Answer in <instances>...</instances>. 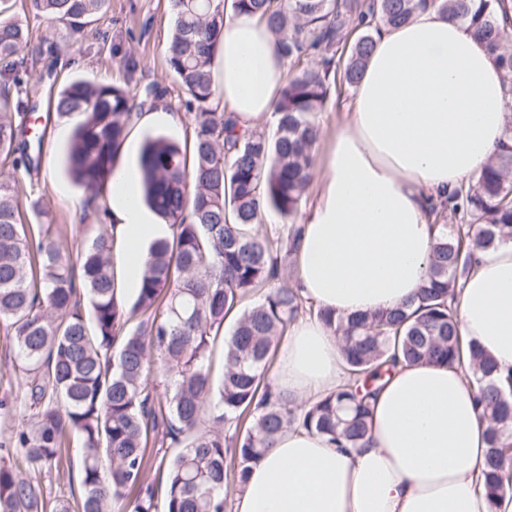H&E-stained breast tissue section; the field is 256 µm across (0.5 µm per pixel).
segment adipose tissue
I'll use <instances>...</instances> for the list:
<instances>
[{
	"instance_id": "adipose-tissue-1",
	"label": "adipose tissue",
	"mask_w": 512,
	"mask_h": 512,
	"mask_svg": "<svg viewBox=\"0 0 512 512\" xmlns=\"http://www.w3.org/2000/svg\"><path fill=\"white\" fill-rule=\"evenodd\" d=\"M216 106L243 129L270 118L287 66L266 25L227 11ZM321 161L318 193L296 241L303 298L342 317L409 302L436 231L429 207L479 175L512 124V86L460 21L420 9L380 27ZM132 174L112 179L120 277L136 282L145 240L162 235ZM460 333L512 371V240L481 255L458 296ZM339 341L317 318L284 336L274 385L302 402L343 377ZM371 439L345 450L301 428L252 467L233 512H488L479 485L485 428L462 369L403 364L371 403Z\"/></svg>"
}]
</instances>
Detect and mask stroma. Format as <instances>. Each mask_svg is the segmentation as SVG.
<instances>
[{"instance_id": "35a3bbf8", "label": "stroma", "mask_w": 512, "mask_h": 512, "mask_svg": "<svg viewBox=\"0 0 512 512\" xmlns=\"http://www.w3.org/2000/svg\"><path fill=\"white\" fill-rule=\"evenodd\" d=\"M172 26L170 0H110L106 14L75 34L33 18L28 46L12 70H0V92L19 102L35 136L29 149L33 164L19 174L25 186L22 210L27 215L36 208L44 211L45 221L59 230L57 241L66 256L76 257L97 217L86 214V193L65 170L71 126L59 121L54 98L78 79L132 87L153 83L166 89L172 110L184 111L183 94L165 58ZM20 383L16 349L0 323V400L13 407L12 413H0V446L29 419L19 405Z\"/></svg>"}]
</instances>
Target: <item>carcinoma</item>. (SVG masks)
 I'll use <instances>...</instances> for the list:
<instances>
[{
	"label": "carcinoma",
	"instance_id": "1",
	"mask_svg": "<svg viewBox=\"0 0 512 512\" xmlns=\"http://www.w3.org/2000/svg\"><path fill=\"white\" fill-rule=\"evenodd\" d=\"M429 2L482 38L512 86L505 0H232L234 10L261 16L290 63L272 112L275 130L267 134L245 131L233 113L211 108L226 0H172L166 63L189 109L186 138L142 143L141 198L170 235L151 240L131 302L119 291L114 225L98 223L72 263L52 224L22 222L20 180L0 173V321L17 349L30 410V424L0 450V512H71L68 503L46 500L33 474L65 468L64 444L73 434L82 441L78 512H114L131 488L138 489L131 512H157L147 477L149 447L157 444L174 449L158 463L166 473L165 512H226L228 450L241 487L276 435L292 426L338 448H364L376 383L402 363L419 362L468 371L487 424L482 474L490 507L512 491V373L501 376L479 345L463 341L455 310L476 253L512 240L511 145L448 202L430 205V213L458 223L441 225L429 278L413 300L347 319L310 310L341 340L345 379L335 391L296 406L266 377L278 339L304 305L298 289L275 285L299 228L282 239L260 224L271 211L291 222L298 215L315 170L317 113L331 90L359 80L374 45L372 22L403 25ZM29 3L36 16L77 33L109 0ZM346 29L358 36L342 62ZM27 44L23 21L1 7L0 63ZM140 95L162 92L77 80L58 95L60 120H76L65 167L91 204L112 184ZM16 110L0 94V158L17 171L31 157ZM255 294L259 300L244 304ZM153 356L166 375L162 386L149 378Z\"/></svg>",
	"mask_w": 512,
	"mask_h": 512
}]
</instances>
